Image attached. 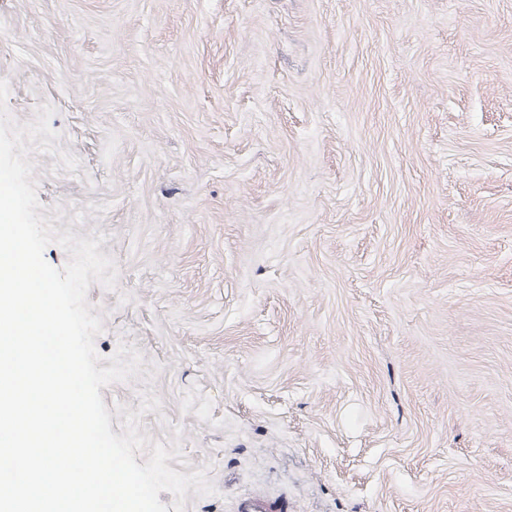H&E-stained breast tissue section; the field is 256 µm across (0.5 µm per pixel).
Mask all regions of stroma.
Instances as JSON below:
<instances>
[{"instance_id":"stroma-1","label":"stroma","mask_w":512,"mask_h":512,"mask_svg":"<svg viewBox=\"0 0 512 512\" xmlns=\"http://www.w3.org/2000/svg\"><path fill=\"white\" fill-rule=\"evenodd\" d=\"M0 80L185 512H512V0H0ZM285 508L283 501L272 500L262 494H252L238 500L235 512H282Z\"/></svg>"}]
</instances>
